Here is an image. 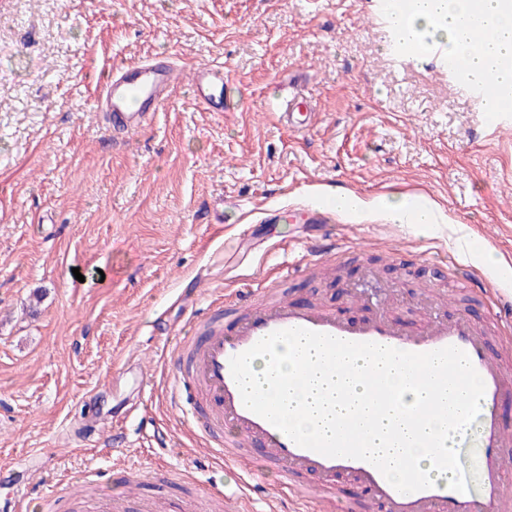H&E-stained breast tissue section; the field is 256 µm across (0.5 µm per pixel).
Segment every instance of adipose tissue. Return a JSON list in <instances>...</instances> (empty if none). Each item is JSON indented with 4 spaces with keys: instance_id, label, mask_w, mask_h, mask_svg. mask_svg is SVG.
<instances>
[{
    "instance_id": "adipose-tissue-1",
    "label": "adipose tissue",
    "mask_w": 512,
    "mask_h": 512,
    "mask_svg": "<svg viewBox=\"0 0 512 512\" xmlns=\"http://www.w3.org/2000/svg\"><path fill=\"white\" fill-rule=\"evenodd\" d=\"M396 36L443 46L470 71L512 90V0H415Z\"/></svg>"
}]
</instances>
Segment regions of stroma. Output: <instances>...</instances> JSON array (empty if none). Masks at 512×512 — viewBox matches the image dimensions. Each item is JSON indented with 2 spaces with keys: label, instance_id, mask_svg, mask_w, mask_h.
Wrapping results in <instances>:
<instances>
[{
  "label": "stroma",
  "instance_id": "stroma-1",
  "mask_svg": "<svg viewBox=\"0 0 512 512\" xmlns=\"http://www.w3.org/2000/svg\"><path fill=\"white\" fill-rule=\"evenodd\" d=\"M378 0H0V482L183 501L234 476L194 444L164 388L167 351L218 293L283 277L291 301L424 323L428 294L475 320L490 300L450 277L464 245L512 267V128L489 139L481 105L433 52L395 59ZM165 57L184 74L223 66L231 112L181 84L145 128L113 138L95 109L103 72ZM308 133L279 119L288 96ZM366 202L328 231L356 252L335 278L299 273L308 207ZM427 200L439 224L391 223L385 199ZM280 210L282 222L262 223ZM363 296L354 305L350 293ZM188 470L170 481L167 471Z\"/></svg>",
  "mask_w": 512,
  "mask_h": 512
}]
</instances>
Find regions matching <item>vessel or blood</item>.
<instances>
[{"label": "vessel or blood", "mask_w": 512, "mask_h": 512, "mask_svg": "<svg viewBox=\"0 0 512 512\" xmlns=\"http://www.w3.org/2000/svg\"><path fill=\"white\" fill-rule=\"evenodd\" d=\"M181 78V69L167 60L122 63L104 75L98 88V107L111 113L113 131L128 135L156 115ZM192 92L205 111H223V68L196 69ZM281 118L290 131L303 133L312 127L314 115L303 111L300 102L291 97ZM346 250L345 244L325 235L307 245L316 264ZM377 303L374 317L354 322L318 303L299 306L278 298L274 289L262 281L235 297L214 299L206 313L193 318L190 335L180 338L170 351L176 372L165 391L166 400L182 412L196 443L208 448L210 458L218 465L245 468L252 461L254 448H261L264 461L282 472V489L273 494L265 483L245 480L240 487L264 499L276 496L278 502L287 503L289 512H316V491L297 482L298 477L311 473L323 483L338 476L352 478L384 512H503L507 495L504 475L512 470V428L504 424L501 408L512 402V373L490 351L485 331L469 314L451 315L443 310L430 315L421 329L410 331L391 320L387 298H378ZM225 311L234 315L227 325L219 320ZM291 328L415 353L447 346L465 352L485 385L477 421L454 442L461 460H468L474 453L480 459L479 476L469 480L467 491L453 490L440 480L430 488L399 492L373 464L328 457L301 447L246 408L231 373V358L267 335ZM34 498L42 501L47 512H54L56 498L49 487L34 495L18 488L13 512H24ZM74 507L76 512H123L125 500L122 495L104 492L96 498L76 500Z\"/></svg>", "instance_id": "1"}]
</instances>
